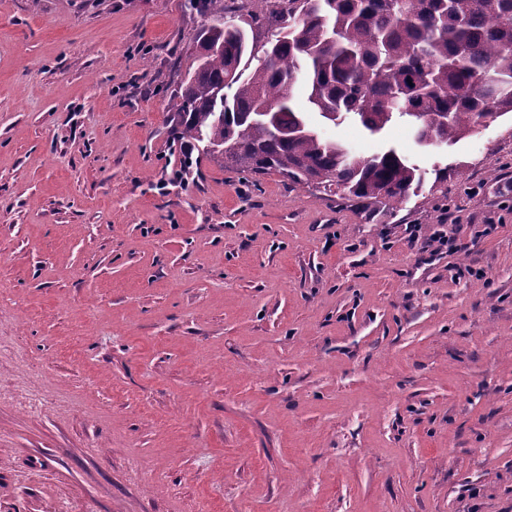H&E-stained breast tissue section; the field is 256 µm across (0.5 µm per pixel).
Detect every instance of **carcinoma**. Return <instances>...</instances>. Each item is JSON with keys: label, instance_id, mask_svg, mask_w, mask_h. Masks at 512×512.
Segmentation results:
<instances>
[{"label": "carcinoma", "instance_id": "carcinoma-1", "mask_svg": "<svg viewBox=\"0 0 512 512\" xmlns=\"http://www.w3.org/2000/svg\"><path fill=\"white\" fill-rule=\"evenodd\" d=\"M250 3H184L211 23L173 101L175 134L226 168L275 172L387 216L422 190L426 169L392 147L364 156L323 137L291 106L296 83L321 118L373 133L399 118L419 145H453L512 115V0Z\"/></svg>", "mask_w": 512, "mask_h": 512}]
</instances>
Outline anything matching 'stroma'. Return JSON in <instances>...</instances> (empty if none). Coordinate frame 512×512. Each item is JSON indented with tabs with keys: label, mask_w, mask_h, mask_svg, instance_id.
<instances>
[{
	"label": "stroma",
	"mask_w": 512,
	"mask_h": 512,
	"mask_svg": "<svg viewBox=\"0 0 512 512\" xmlns=\"http://www.w3.org/2000/svg\"><path fill=\"white\" fill-rule=\"evenodd\" d=\"M183 2L0 0V389L48 403H0V512H512V118L320 124L462 168L381 221L173 181Z\"/></svg>",
	"instance_id": "1"
}]
</instances>
